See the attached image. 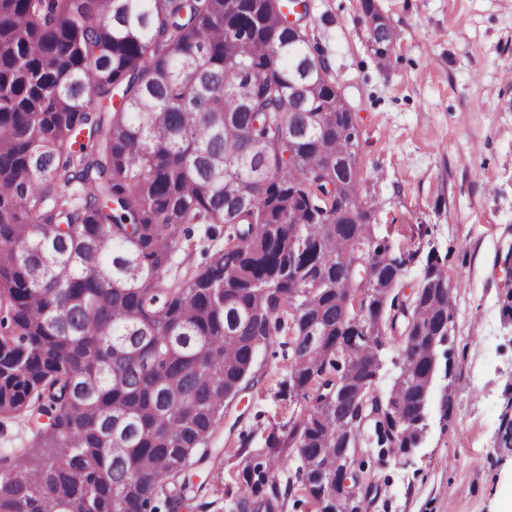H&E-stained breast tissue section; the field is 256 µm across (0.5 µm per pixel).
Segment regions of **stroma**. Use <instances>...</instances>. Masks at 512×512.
Returning a JSON list of instances; mask_svg holds the SVG:
<instances>
[{
    "instance_id": "1",
    "label": "stroma",
    "mask_w": 512,
    "mask_h": 512,
    "mask_svg": "<svg viewBox=\"0 0 512 512\" xmlns=\"http://www.w3.org/2000/svg\"><path fill=\"white\" fill-rule=\"evenodd\" d=\"M310 45L331 65L359 132L358 174L375 232L413 252L398 290L410 300L430 251L445 256L455 307L448 367L431 389L429 431L410 453L357 449L373 485L366 512H512V0H374L397 35L377 57L362 0H308ZM194 254L171 274L204 267L223 232L192 227ZM262 380L237 399L243 419L220 429L214 491L180 512H233L246 462L266 459L298 407L281 398L287 362L261 349ZM450 397V413L441 410Z\"/></svg>"
}]
</instances>
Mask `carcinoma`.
Wrapping results in <instances>:
<instances>
[{"mask_svg":"<svg viewBox=\"0 0 512 512\" xmlns=\"http://www.w3.org/2000/svg\"><path fill=\"white\" fill-rule=\"evenodd\" d=\"M289 0H0V418L45 416L0 468V512H157L202 491L205 444L262 347L288 350L279 396L305 404L267 458L243 469L237 512H281L269 470L300 459L317 505L336 476L353 415L389 340L364 333L336 289L367 295L361 261L392 247L356 203L357 132L336 105L288 95L308 67L288 36ZM373 43L396 42L386 24ZM255 95H237L245 81ZM345 184L358 219L312 188ZM192 224L229 229L224 249L184 279L172 254ZM403 261L378 269L400 281ZM443 259L427 255L410 316L444 336L453 318ZM321 287L310 291L307 280ZM298 304L267 309L266 294ZM431 344L397 356L404 403L429 376Z\"/></svg>","mask_w":512,"mask_h":512,"instance_id":"cac0c4a2","label":"carcinoma"}]
</instances>
